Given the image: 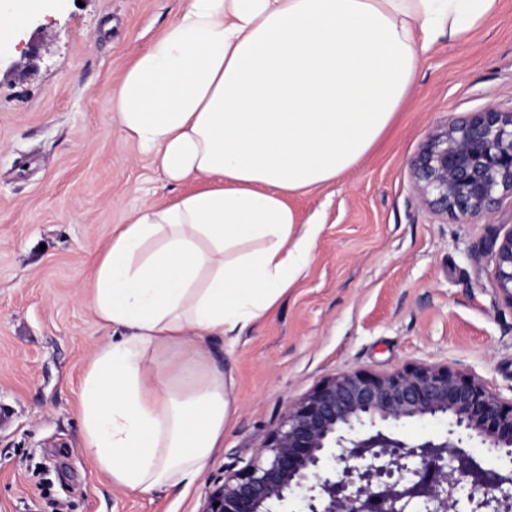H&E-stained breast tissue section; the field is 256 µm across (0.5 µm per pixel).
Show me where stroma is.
Returning <instances> with one entry per match:
<instances>
[{
	"label": "stroma",
	"mask_w": 512,
	"mask_h": 512,
	"mask_svg": "<svg viewBox=\"0 0 512 512\" xmlns=\"http://www.w3.org/2000/svg\"><path fill=\"white\" fill-rule=\"evenodd\" d=\"M180 0H43L0 45V512H200L209 487L261 452L290 402L351 369L444 364L512 397V306L491 238L512 200L462 222L424 209L410 162L429 132L487 105L512 108V0L423 54L378 145L336 183L292 199L321 231L308 267L237 339L210 348L234 377L224 443L189 487H113L83 450L81 379L107 332L89 281L112 230L171 185L116 129L119 80Z\"/></svg>",
	"instance_id": "35a3bbf8"
}]
</instances>
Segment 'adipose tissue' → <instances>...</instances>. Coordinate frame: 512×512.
I'll return each instance as SVG.
<instances>
[{"label": "adipose tissue", "instance_id": "obj_1", "mask_svg": "<svg viewBox=\"0 0 512 512\" xmlns=\"http://www.w3.org/2000/svg\"><path fill=\"white\" fill-rule=\"evenodd\" d=\"M499 0H182L128 66L119 132L170 184L112 231L90 307L113 334L79 393L84 448L113 485H189L224 440L234 378L216 336L261 319L318 229L289 198L335 183L408 98L425 48Z\"/></svg>", "mask_w": 512, "mask_h": 512}]
</instances>
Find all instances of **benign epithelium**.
<instances>
[{
	"label": "benign epithelium",
	"mask_w": 512,
	"mask_h": 512,
	"mask_svg": "<svg viewBox=\"0 0 512 512\" xmlns=\"http://www.w3.org/2000/svg\"><path fill=\"white\" fill-rule=\"evenodd\" d=\"M421 204L467 220L512 197V109L489 106L437 126L411 161ZM493 279L512 307V228L491 244ZM444 415L446 434L409 440L395 427ZM482 438L486 453L467 443ZM512 400L446 365L352 369L288 404L263 453L224 473L201 512H271L303 493L307 512H512Z\"/></svg>",
	"instance_id": "obj_1"
}]
</instances>
